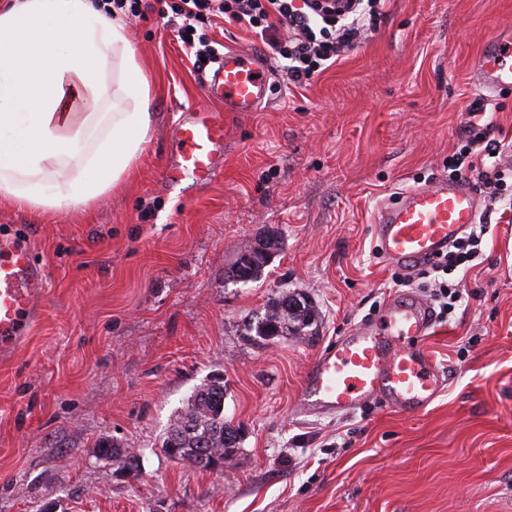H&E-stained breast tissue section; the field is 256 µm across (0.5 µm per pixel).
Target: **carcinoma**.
<instances>
[{"label":"carcinoma","instance_id":"1","mask_svg":"<svg viewBox=\"0 0 512 512\" xmlns=\"http://www.w3.org/2000/svg\"><path fill=\"white\" fill-rule=\"evenodd\" d=\"M266 255L252 264L240 268L233 264L231 277L248 282L257 279L274 254L281 248V237L267 233L260 241ZM315 323V310L305 299L296 305L285 304L279 299L257 320L253 327L255 339L261 343H272L279 339L278 326H286L287 333L293 336H306ZM239 428L224 417V378L214 377L198 387L188 398L186 407L170 425L162 439L163 452L176 462L188 463L206 468L202 458L219 455L224 459L233 458L240 449ZM100 455L116 463H128L139 469L137 456L127 454L115 446L100 449Z\"/></svg>","mask_w":512,"mask_h":512}]
</instances>
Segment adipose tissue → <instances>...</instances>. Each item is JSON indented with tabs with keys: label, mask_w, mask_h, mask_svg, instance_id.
Returning a JSON list of instances; mask_svg holds the SVG:
<instances>
[{
	"label": "adipose tissue",
	"mask_w": 512,
	"mask_h": 512,
	"mask_svg": "<svg viewBox=\"0 0 512 512\" xmlns=\"http://www.w3.org/2000/svg\"><path fill=\"white\" fill-rule=\"evenodd\" d=\"M151 87L99 0H0V206L88 211L135 171Z\"/></svg>",
	"instance_id": "obj_1"
}]
</instances>
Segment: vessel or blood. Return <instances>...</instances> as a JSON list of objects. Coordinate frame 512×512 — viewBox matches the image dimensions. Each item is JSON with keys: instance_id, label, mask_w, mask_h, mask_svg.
<instances>
[{"instance_id": "obj_1", "label": "vessel or blood", "mask_w": 512, "mask_h": 512, "mask_svg": "<svg viewBox=\"0 0 512 512\" xmlns=\"http://www.w3.org/2000/svg\"><path fill=\"white\" fill-rule=\"evenodd\" d=\"M470 70L485 90L512 87V29L496 30ZM272 78L260 54L225 49L211 77L202 82L204 92L222 101L224 109L182 113L169 131L176 150L164 170L166 179L175 183L191 175L211 180L227 148L228 113L257 111L268 100ZM480 210V197L467 183L436 177L379 207L377 248L403 266L435 259L476 223ZM44 280L24 241L0 238L1 357H11L27 340L41 313ZM433 326L425 305L389 301L377 322L359 324L312 361L304 374L301 411L330 414L375 400L399 412L427 408L445 385L422 347Z\"/></svg>"}]
</instances>
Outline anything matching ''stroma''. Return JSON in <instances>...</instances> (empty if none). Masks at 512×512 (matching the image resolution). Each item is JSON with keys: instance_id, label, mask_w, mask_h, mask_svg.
Listing matches in <instances>:
<instances>
[{"instance_id": "1", "label": "stroma", "mask_w": 512, "mask_h": 512, "mask_svg": "<svg viewBox=\"0 0 512 512\" xmlns=\"http://www.w3.org/2000/svg\"><path fill=\"white\" fill-rule=\"evenodd\" d=\"M149 3L128 22L152 84L134 175L82 215L0 207L45 272L27 342L0 359V512H512V223L491 226L466 296L423 342L446 379L426 411L299 409L313 359L400 293L397 264L373 252L378 207L443 173L475 99L512 142V88L482 94L470 73L489 35L512 27V0H387L377 31L334 66L230 114L212 180L177 184L163 176L170 126L223 106ZM268 227L282 246L260 278L228 279ZM287 292L316 305V335L250 341L245 321ZM215 376L243 429L223 472L161 450ZM103 444L134 451L138 475L99 460Z\"/></svg>"}]
</instances>
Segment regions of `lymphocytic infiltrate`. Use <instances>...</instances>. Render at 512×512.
Returning <instances> with one entry per match:
<instances>
[{
  "instance_id": "1",
  "label": "lymphocytic infiltrate",
  "mask_w": 512,
  "mask_h": 512,
  "mask_svg": "<svg viewBox=\"0 0 512 512\" xmlns=\"http://www.w3.org/2000/svg\"><path fill=\"white\" fill-rule=\"evenodd\" d=\"M384 4L385 0H168L165 26L199 72L218 57L209 35L218 21L245 27L265 44L267 57L288 81L299 86L326 71L345 50L368 40ZM493 127L483 101L472 102L464 115V143L448 158L449 178L473 177L483 197L479 222L444 255L392 276L399 286L427 281L444 312L463 295L448 281V273L476 267L490 224L506 223L512 211V203L502 194L512 186V161L504 160Z\"/></svg>"
}]
</instances>
